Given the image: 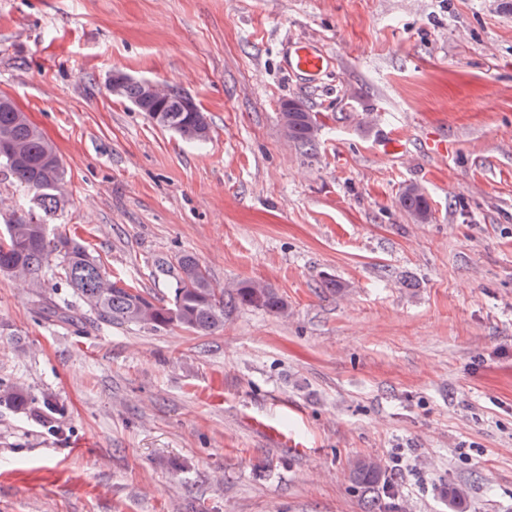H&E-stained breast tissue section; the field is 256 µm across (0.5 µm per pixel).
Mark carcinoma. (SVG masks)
I'll list each match as a JSON object with an SVG mask.
<instances>
[{
    "instance_id": "obj_1",
    "label": "carcinoma",
    "mask_w": 512,
    "mask_h": 512,
    "mask_svg": "<svg viewBox=\"0 0 512 512\" xmlns=\"http://www.w3.org/2000/svg\"><path fill=\"white\" fill-rule=\"evenodd\" d=\"M152 108L160 114L158 125L182 129L193 125L198 113L184 112L169 95L157 94ZM289 139L313 149L317 135L304 116L292 113ZM0 167L31 194L24 214L15 212L0 235V272L26 279L36 292L46 287L45 269L51 257L54 277L72 288L91 311L109 325L145 324L177 326L210 334L224 326V290L213 285L207 269L194 255L181 252L161 265L174 274L175 285L169 301H161L134 283L114 280L102 271L101 261L77 237H50V226L65 205V171L53 144L20 108L0 105ZM399 206L419 223L432 217L425 191L406 186L398 197ZM229 301L258 308L272 315L288 314V303L273 288L254 281H241L229 293ZM27 392L21 386L0 389V405L23 406ZM353 481L361 489L375 490L382 477V465L364 458L352 465Z\"/></svg>"
}]
</instances>
